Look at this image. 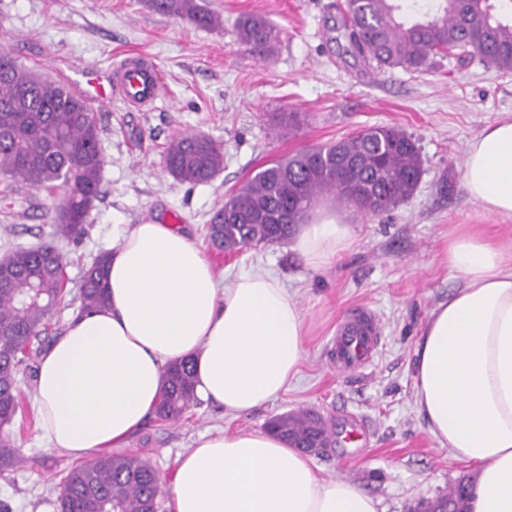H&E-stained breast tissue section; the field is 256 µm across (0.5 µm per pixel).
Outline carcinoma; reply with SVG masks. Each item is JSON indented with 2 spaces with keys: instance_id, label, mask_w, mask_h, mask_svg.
Instances as JSON below:
<instances>
[{
  "instance_id": "cac0c4a2",
  "label": "carcinoma",
  "mask_w": 512,
  "mask_h": 512,
  "mask_svg": "<svg viewBox=\"0 0 512 512\" xmlns=\"http://www.w3.org/2000/svg\"><path fill=\"white\" fill-rule=\"evenodd\" d=\"M157 13L199 27L220 23L197 0H149ZM402 0H346L342 28L353 53L382 71H423L435 58L463 61L477 55L488 66L512 71V0H434L416 19ZM240 42L260 54L270 51L276 29L247 14L236 24ZM96 109L68 87L42 78L0 51V177L36 190L62 191L57 209L60 231L85 233L94 202L102 194L104 158L99 148ZM162 162L182 183L209 182L224 167V152L193 133L172 138ZM424 174V159L412 136L389 125L364 128L335 143L302 148L263 166L224 199L210 220L211 244L227 253L286 241L317 205H345L364 216L393 210L411 197ZM65 264L50 243L16 248L0 259V426L23 408L19 385L45 350L49 322L64 297ZM77 299L84 312L108 306L105 256L84 273ZM192 361L183 359L164 376L156 416L176 421L196 405ZM267 429L290 445L331 444L323 417L311 410L285 413ZM23 457L0 438V471H13ZM160 477L150 460L132 453H108L95 465L67 469L58 496L59 512H156ZM476 480L463 476L448 492L422 501L417 512L444 504L467 512Z\"/></svg>"
}]
</instances>
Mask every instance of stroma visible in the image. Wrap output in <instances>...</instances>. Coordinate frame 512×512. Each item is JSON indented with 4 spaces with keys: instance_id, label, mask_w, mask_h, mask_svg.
<instances>
[{
    "instance_id": "obj_1",
    "label": "stroma",
    "mask_w": 512,
    "mask_h": 512,
    "mask_svg": "<svg viewBox=\"0 0 512 512\" xmlns=\"http://www.w3.org/2000/svg\"><path fill=\"white\" fill-rule=\"evenodd\" d=\"M198 2L220 16L221 26L199 28L160 15L147 0H0V47L44 78L58 82L82 66L107 67L141 53L156 64L167 91L146 111L118 100L100 107L103 193L80 239L56 233L59 192L0 179V256L43 241L64 254L66 295L51 319L54 338L79 315L75 296L83 273L108 253L116 224H174L201 245L227 282L246 271L271 273L305 315L306 356L287 391L240 417L202 402L175 423L150 418L124 451L147 457L167 486L199 434L261 430L274 416L314 410L335 431L355 422L363 432L357 445L338 443L314 455L320 472L380 498L385 512H413L418 502L476 473L429 435L415 404L413 359L431 310L461 284L441 259L449 236L463 224L482 225L492 237L504 230L502 217L469 197L462 175L469 143L488 123L512 115V72L477 58L462 65L444 59L424 73L379 72L346 50L344 0ZM244 14L275 26L278 38L266 56L238 40L235 23ZM278 112L296 113L297 124L275 126L271 117ZM372 125L412 135L425 173L416 193L388 213L365 217L334 208L355 230L335 262L313 268L288 242L234 254L209 244L213 212L260 167ZM182 132L222 146L224 168L210 182L181 183L163 168L167 143ZM443 178L452 186L445 196L436 191ZM361 309L381 323L379 351L362 370L336 371L327 343L337 324ZM21 390L25 416L0 434L26 463L0 475V504L9 512H57L60 480L74 460L47 449L34 385Z\"/></svg>"
}]
</instances>
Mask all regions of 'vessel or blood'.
Returning a JSON list of instances; mask_svg holds the SVG:
<instances>
[{
  "label": "vessel or blood",
  "instance_id": "1",
  "mask_svg": "<svg viewBox=\"0 0 512 512\" xmlns=\"http://www.w3.org/2000/svg\"><path fill=\"white\" fill-rule=\"evenodd\" d=\"M84 97L106 103L122 99L135 107L154 105L164 96V86L153 64L132 54L109 68H88L80 74ZM380 324L375 315L356 312L336 328L331 361L337 370L350 372L366 366L378 343Z\"/></svg>",
  "mask_w": 512,
  "mask_h": 512
}]
</instances>
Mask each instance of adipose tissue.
Wrapping results in <instances>:
<instances>
[{
  "label": "adipose tissue",
  "mask_w": 512,
  "mask_h": 512,
  "mask_svg": "<svg viewBox=\"0 0 512 512\" xmlns=\"http://www.w3.org/2000/svg\"><path fill=\"white\" fill-rule=\"evenodd\" d=\"M464 186L512 217V118L469 145ZM352 225L321 213L295 250L316 269L347 250ZM442 261L463 286L434 308L415 351L416 407L429 435L477 466L469 512H512V237L475 225ZM109 305L67 326L40 360L34 398L50 450L76 459L121 447L155 414L164 372L194 364L199 397L237 417L285 392L304 358V314L266 272L222 283L188 234L169 224H116ZM357 485L320 474L272 433L198 437L176 467L172 512H380Z\"/></svg>",
  "instance_id": "obj_1"
}]
</instances>
